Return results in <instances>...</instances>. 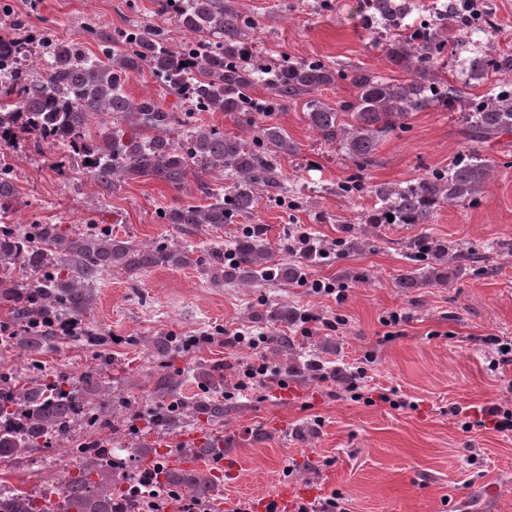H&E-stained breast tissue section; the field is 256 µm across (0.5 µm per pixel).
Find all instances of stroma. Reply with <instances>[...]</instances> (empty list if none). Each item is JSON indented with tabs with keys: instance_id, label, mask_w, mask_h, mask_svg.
I'll return each mask as SVG.
<instances>
[{
	"instance_id": "obj_1",
	"label": "stroma",
	"mask_w": 512,
	"mask_h": 512,
	"mask_svg": "<svg viewBox=\"0 0 512 512\" xmlns=\"http://www.w3.org/2000/svg\"><path fill=\"white\" fill-rule=\"evenodd\" d=\"M231 2L252 18V50L268 64L319 58L341 71L340 79L319 91L323 102L355 97L346 78L350 71L404 76L389 59V38L368 33L365 0ZM18 19L32 36L52 30L89 56L99 53L98 34L137 23L163 28L174 45L187 38L174 17L159 12L156 0H0V34ZM125 90L136 99L153 97L176 113L182 121L176 135L197 126L249 134L238 115L195 110L150 70L130 73ZM306 112L300 99L255 115L254 124L280 126L295 144L294 154L280 161L283 189L261 192L251 216L193 235L161 219V211L205 203L206 190L231 186L229 176H192L179 189L147 177L106 187L72 166L67 151L14 138L9 151L18 204L10 223L38 221L81 232L94 222L134 243H178L199 257L230 249L258 224L264 248L275 259L302 266L303 278L243 287L214 284L196 266L154 267L136 280L115 269L104 274L93 291V308L80 319L82 329L111 339L108 363L97 364L77 337L63 336L34 360L18 348L0 347V370L22 376L36 364L48 375L75 381L100 365L107 387L92 406L106 414L124 401L142 412L164 406L156 392L163 375L178 380L183 399L219 397L223 424L187 421L173 433L148 435L144 443L156 451L194 433L222 437L225 456L242 464L240 478L226 489L238 500L253 502L282 481L315 484L331 472L335 481L324 495L340 496L349 512H512V432L464 427L482 407L512 409V365L493 364L494 338L512 339V139L486 149L492 169L473 200L441 206L427 224H372L376 186L416 182L466 154L461 115L438 103L410 114L403 130L380 141L374 165L360 172L339 146L309 126ZM355 174L365 189L350 198L339 187ZM301 232L321 242L326 258L309 265L289 250ZM419 240H442L480 260H450L451 274L442 284L397 287L400 275L430 263L412 248ZM314 279L335 283L339 294L312 291L308 283ZM269 306L295 317L281 323L255 319V312ZM303 312L343 323L336 329L307 327L298 319ZM394 312L401 320L391 331L385 321ZM238 331L261 338L260 347L232 343ZM167 335L192 344L158 357L150 341ZM273 336L292 339L289 358L319 364V371L303 377L289 372V358L271 351ZM199 363L222 367L223 386L206 387L193 370ZM260 364L267 368L264 381L239 390L245 370ZM361 365L364 386L397 391L410 407L353 398L347 385ZM284 386L293 399L280 398ZM454 406L460 414H451ZM0 472L40 495L63 490L77 467L72 453L31 448Z\"/></svg>"
}]
</instances>
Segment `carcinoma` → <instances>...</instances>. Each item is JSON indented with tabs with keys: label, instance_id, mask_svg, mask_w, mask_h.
<instances>
[{
	"label": "carcinoma",
	"instance_id": "1",
	"mask_svg": "<svg viewBox=\"0 0 512 512\" xmlns=\"http://www.w3.org/2000/svg\"><path fill=\"white\" fill-rule=\"evenodd\" d=\"M371 31L388 28L395 14L410 15L412 0H367ZM159 11L172 14L191 39L176 47L164 30L133 25L112 37L104 36L103 58L88 57L69 43H59L44 33L49 48L45 76L34 77L35 62L21 57L29 42L21 32L0 35V140L18 133L34 136L37 147L64 149L74 160L86 156L82 169L105 186L136 177L151 176L179 189L188 176L227 172L233 185L210 195L207 205H186L164 212V219L185 231L204 224L222 226L232 215L247 216L264 189L279 188L277 158L295 151L279 127L258 128L246 140L215 129L195 127L184 136L170 137L179 123L176 114L151 98L131 99L124 85L132 71L149 69L175 95L188 100L200 112H235L253 125L249 115L272 112L282 101L317 93L336 80V72L320 59L288 61L269 69L256 63L244 65L250 53L245 44L249 18L224 4V0H157ZM455 23L491 34L494 25L474 26L473 0H454L449 8ZM445 22L432 19L420 27L394 26L397 48L390 60L410 75L395 81L363 71L351 73L356 97L336 107L318 99L307 102L309 125L322 138L337 144L363 171L374 164L380 140L403 128L401 120L438 102L459 112L466 122L471 148L465 157L445 169H437L405 186L375 190L381 207L372 222L426 224L441 204L473 198L484 186L490 164L482 156L484 146L512 135V80L494 83L477 96L468 89L490 81V75L512 70V56L498 54L481 42L474 43L469 80L443 77L439 57L447 44ZM262 84L269 98L259 101L252 89ZM16 203L13 166L9 152L0 148V215L7 217ZM263 235L257 225L239 236L230 250L233 262L224 265V252L209 255L207 270L213 280H238L251 284L259 279L294 281L301 267L275 260L260 248ZM203 265L183 247L136 245L93 226L73 234L59 224L0 225V306L11 313L12 325L0 333L4 343L36 353L53 341L56 320L78 318L89 309L92 288L113 267L138 278L152 267ZM20 270L17 280L12 272ZM441 279L439 268L411 272L398 287L413 288L424 278ZM103 389L100 371L91 369L77 384L63 377L52 379L35 372L24 378L0 372V462L16 458L25 448H51L64 428L75 423V409L91 402ZM159 393L171 397L164 407L149 414L128 415V434L139 438L137 421L147 430L167 433L181 420L204 415L216 424L224 420V401L204 398L184 401L176 395V383L163 381ZM104 441L93 438L74 451L80 461L78 474L65 485L61 500L52 506L31 491L16 486L0 487V512H125L126 496L112 492V481H94L91 475L124 476L127 462L139 461L145 448L127 449V457L115 461L103 452ZM162 484L184 491L200 509L216 500V485L207 473L172 469L161 462L139 471L133 485Z\"/></svg>",
	"mask_w": 512,
	"mask_h": 512
}]
</instances>
